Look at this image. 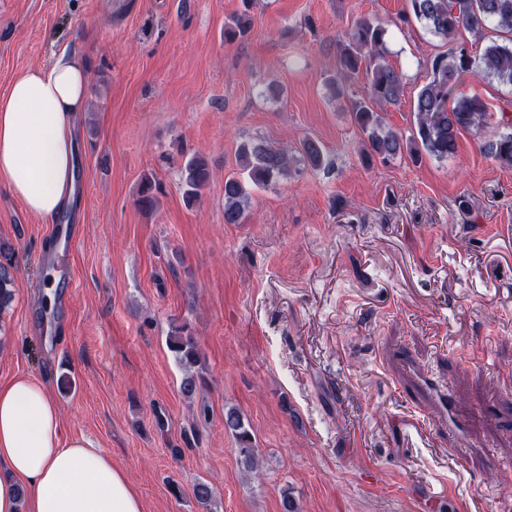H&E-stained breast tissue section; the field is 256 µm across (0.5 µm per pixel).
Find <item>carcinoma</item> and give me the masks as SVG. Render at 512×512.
I'll return each instance as SVG.
<instances>
[{
    "mask_svg": "<svg viewBox=\"0 0 512 512\" xmlns=\"http://www.w3.org/2000/svg\"><path fill=\"white\" fill-rule=\"evenodd\" d=\"M253 0H241V9L224 23V41L231 43L246 37L252 29L250 9ZM402 23L417 22L428 33L441 38L447 49L427 63L429 81L418 91L413 104L415 133L408 137L389 128L381 109L396 105L404 96L402 74L384 60L388 24L362 17L356 20L336 44L338 76L325 80L330 93L345 94V80L365 71L368 89L365 97L351 102L350 116L363 134L365 160L376 157L388 163L405 155L417 159L425 153L439 161L455 155L458 136L467 132L479 138L480 150L501 166L512 168V132L485 135L487 112L477 96L456 93L459 81L468 73L496 79L512 87V0H408L407 9L399 17ZM509 35L508 42L487 45L473 56L466 43L456 41L462 29L482 39L488 28ZM240 167L257 186H268L305 168L320 170L329 165L326 151L316 139L305 137L293 148L277 147L260 139L243 142L238 151ZM211 173L206 160L194 155L181 170L187 205L200 199L208 187ZM154 186L150 179L141 185L137 204L151 210L156 206ZM249 203V194L237 177L224 180V223L240 224ZM13 248L0 244V311L13 297L15 265ZM168 349L185 370L180 392L193 399L207 384L201 366L198 342L188 325L172 326ZM224 428L232 434L244 469H257L251 430L235 410L224 413Z\"/></svg>",
    "mask_w": 512,
    "mask_h": 512,
    "instance_id": "obj_1",
    "label": "carcinoma"
}]
</instances>
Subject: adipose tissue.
<instances>
[{
  "label": "adipose tissue",
  "mask_w": 512,
  "mask_h": 512,
  "mask_svg": "<svg viewBox=\"0 0 512 512\" xmlns=\"http://www.w3.org/2000/svg\"><path fill=\"white\" fill-rule=\"evenodd\" d=\"M89 93L86 66L67 53L19 76L0 97V184L50 218L76 190V120ZM26 497H19V490ZM0 512H144L137 489L103 449L62 441L43 383L0 385Z\"/></svg>",
  "instance_id": "1"
}]
</instances>
